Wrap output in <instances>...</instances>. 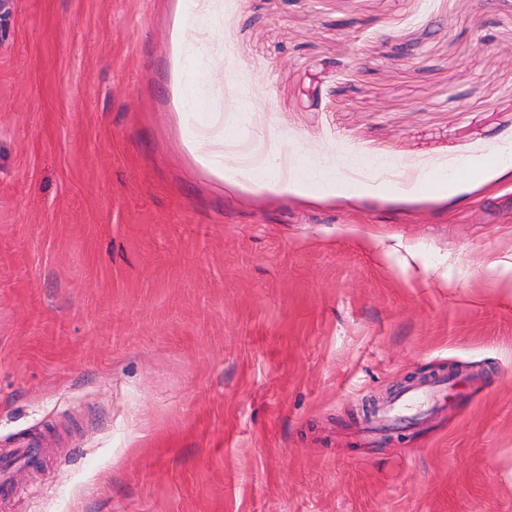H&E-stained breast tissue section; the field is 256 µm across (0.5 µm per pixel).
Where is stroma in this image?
I'll return each mask as SVG.
<instances>
[{
    "label": "stroma",
    "instance_id": "stroma-1",
    "mask_svg": "<svg viewBox=\"0 0 512 512\" xmlns=\"http://www.w3.org/2000/svg\"><path fill=\"white\" fill-rule=\"evenodd\" d=\"M181 2L0 0L5 512H512V168L421 179L512 147V0H219L195 63ZM209 92L208 83L192 80L187 85V98L185 105L187 116L191 120L190 137L188 139L191 149L195 152L198 160L220 175L224 173V137L213 135L208 126L196 124L193 111L194 103ZM447 383H427L408 389L396 395L378 411V420L382 425L403 422L422 409L435 405L441 399V391ZM51 448L44 440L33 437L24 436L17 440L14 448L4 451L1 460L0 469V488L12 485L7 477L10 472L17 468L18 465L36 466Z\"/></svg>",
    "mask_w": 512,
    "mask_h": 512
}]
</instances>
